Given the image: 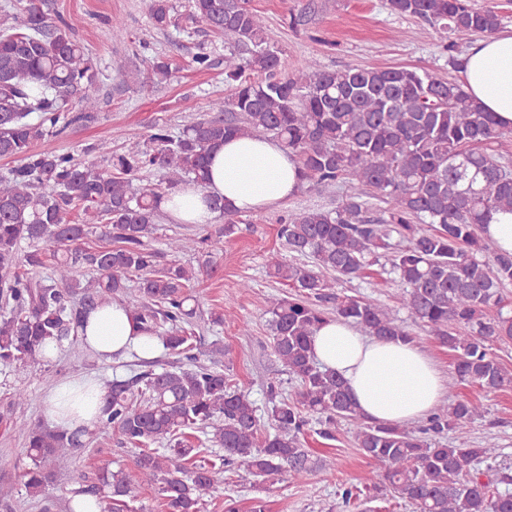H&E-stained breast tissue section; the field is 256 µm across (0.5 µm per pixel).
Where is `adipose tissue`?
<instances>
[{"mask_svg": "<svg viewBox=\"0 0 512 512\" xmlns=\"http://www.w3.org/2000/svg\"><path fill=\"white\" fill-rule=\"evenodd\" d=\"M468 96L502 126H512V32H496L475 41L460 69ZM301 185L295 157L268 137H232L210 153L205 188L186 184L166 196L162 208L184 224H209L215 214L209 196L224 198L241 211L279 205ZM78 335L101 361L131 356L152 358L162 345L140 331L120 304L98 308L85 317ZM320 363L345 380L357 408L370 420L413 423L429 418L445 395L431 358L415 343L367 336L351 323L330 320L313 336ZM107 384L103 378L78 376L57 384L47 396L49 417L65 429L98 423Z\"/></svg>", "mask_w": 512, "mask_h": 512, "instance_id": "1", "label": "adipose tissue"}]
</instances>
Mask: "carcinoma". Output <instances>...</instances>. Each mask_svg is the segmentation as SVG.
<instances>
[{"label": "carcinoma", "instance_id": "obj_1", "mask_svg": "<svg viewBox=\"0 0 512 512\" xmlns=\"http://www.w3.org/2000/svg\"><path fill=\"white\" fill-rule=\"evenodd\" d=\"M146 8L155 28L175 24L170 0H146ZM388 8L437 27L455 69L461 60L453 52L501 26L494 9L471 0H388ZM191 10L224 37L229 94L210 102L212 116L176 134L158 124L146 142L121 154L100 147L107 169L72 152L35 148L74 121L71 104L84 118L98 108L99 71L73 37V24L52 21L37 0H26L18 14H0V157L14 160L0 170V364L46 371L49 345L76 340L83 314L117 301L132 278L140 301L127 306L129 314L164 351L189 361L187 368L112 381L97 430H113L138 450L133 469L104 467L99 485L73 493L103 488L102 512H129L133 489L156 485L167 512H200L204 496L224 493L229 467L259 484L304 483L314 469L332 466L303 448V429L314 417L326 439L334 438L336 423L354 425L357 447L376 465L370 486L390 489L414 512H512V472L489 477L481 469L497 456L496 442L456 448L440 440L482 417L481 403L459 397L450 384L448 404L417 431L370 421L342 378L316 361L312 344L328 319L351 322L369 336L412 339L388 306L334 292L385 257L403 284L400 306L453 353L457 379L487 391L512 385V371L492 352V345L512 341V315L501 307V288L512 284V254L481 257L484 225L496 213H512V158L496 148L509 130L470 99L461 82L434 71L332 69L312 56L288 77L249 0H191ZM170 76L169 61L155 57L147 70L127 71L122 81L144 87ZM260 135L296 157L303 187L357 186L334 209H299L280 219L282 246L307 261L277 254L267 260L269 274L294 289L271 298L268 313L274 353L298 383L293 397L281 381L267 383L272 434L261 431L257 406L228 387L217 361L201 363L193 354L188 302L194 296L187 288L201 269L176 261L161 268L160 253L149 244L168 191L190 183L205 188L213 147L229 137ZM147 169L162 172L160 187L135 186ZM207 204L224 227L203 237L169 238L172 257L221 253L224 239L243 223L224 200ZM100 226L107 244L91 247ZM24 242L50 252V274L31 271L41 259L37 252L20 256ZM90 269L96 274L87 275ZM190 431L224 455L198 459L201 449ZM93 439L83 430L28 431L26 494L41 496Z\"/></svg>", "mask_w": 512, "mask_h": 512}]
</instances>
